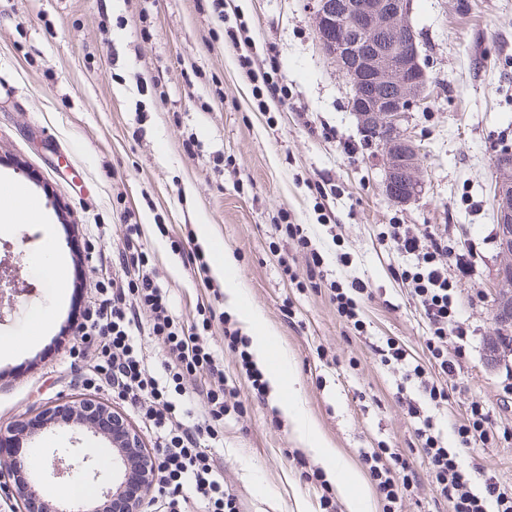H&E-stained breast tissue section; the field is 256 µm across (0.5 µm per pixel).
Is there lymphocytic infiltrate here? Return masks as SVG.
Instances as JSON below:
<instances>
[{
    "label": "lymphocytic infiltrate",
    "mask_w": 512,
    "mask_h": 512,
    "mask_svg": "<svg viewBox=\"0 0 512 512\" xmlns=\"http://www.w3.org/2000/svg\"><path fill=\"white\" fill-rule=\"evenodd\" d=\"M388 237L398 253L414 260L400 275L411 282L412 293L423 307L429 325L430 362L441 373L453 372L457 362L448 356V339L463 338L467 331L458 319L448 268L441 262L449 253L448 243L423 240L398 226L391 228ZM118 262L120 275L99 280L95 285L98 300L78 310L79 330L96 342L95 380L136 406L143 426L155 435L159 450L156 491L165 512H192L195 504L205 512H239L237 497L225 488L213 457L214 448L224 443L225 418L243 412L234 388L223 384L207 389L198 424L192 422L190 409L171 399L167 388L168 382H179L186 373L221 376L203 337L211 319L203 317L198 325L175 321L144 248L140 224L124 225ZM145 312L150 315L146 323L141 320ZM144 330L161 342L168 355L162 372H155L143 356L138 337ZM379 354L382 363L405 367V380L416 392L406 405L416 422V437L437 498L446 501L452 512H512V496L502 492L494 480H485L480 491L472 490L458 449L445 447L431 416L426 415L427 406L448 401L447 389L431 381L422 366H409L404 349L395 342H387ZM362 460L385 501L386 512H395L398 501L415 483L414 472L406 460L384 448L364 452ZM187 488L192 491L188 497L183 494Z\"/></svg>",
    "instance_id": "f902f5d3"
}]
</instances>
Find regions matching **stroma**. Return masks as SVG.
<instances>
[{"mask_svg": "<svg viewBox=\"0 0 512 512\" xmlns=\"http://www.w3.org/2000/svg\"><path fill=\"white\" fill-rule=\"evenodd\" d=\"M410 20L427 74L408 126L421 143L424 190L406 205L384 191L381 161L365 146L348 84L323 53L311 0H224V17L196 0H0V189L26 185L41 203L36 221L0 223V341L27 335L48 311L38 338L0 354V427L33 419L48 402L82 393L112 403L138 430L136 409L106 388H89L93 348L76 333L73 308L90 300L100 271L115 272L126 216L143 226L158 282L185 324L213 308L248 335L251 317L270 334L272 364L286 393L325 447L359 475L362 452L387 448L420 483L398 512H451L437 501L414 421L399 402L402 372L377 352L394 340L426 363L422 305L397 274L407 259L383 231L408 225L424 239L447 238L449 275L468 330L456 371L436 376L450 399L433 409L448 447L458 448L475 485L495 479L512 493V439L459 448L454 432L471 402L494 427L512 430V362L484 363L493 328L490 289L501 257L495 242L493 156L512 146V0H412ZM241 28L231 41L221 25ZM256 67L247 70L242 57ZM274 58L283 101L267 91L262 66ZM195 137V152L183 142ZM212 243L202 247L200 225ZM302 225L325 256V280L310 283L305 261L283 231ZM93 241L92 255L70 240ZM234 260L203 284L183 252ZM53 250L66 283L53 291L34 260ZM299 271L289 279L284 265ZM368 285L363 331L341 318L330 285ZM207 341L244 404L224 421L214 454L241 512H323L322 490L296 467L322 460L274 396L257 400L237 353L212 323ZM98 457L110 442L72 419L24 442L36 487L58 481L47 466L55 446Z\"/></svg>", "mask_w": 512, "mask_h": 512, "instance_id": "1", "label": "stroma"}]
</instances>
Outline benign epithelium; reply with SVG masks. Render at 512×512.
Wrapping results in <instances>:
<instances>
[{
	"label": "benign epithelium",
	"instance_id": "obj_1",
	"mask_svg": "<svg viewBox=\"0 0 512 512\" xmlns=\"http://www.w3.org/2000/svg\"><path fill=\"white\" fill-rule=\"evenodd\" d=\"M412 0H314L320 45L347 80L352 90V110L366 144L383 162L384 190L391 201L405 205L419 198L423 179L422 149L407 127L409 112L423 94L426 73L420 64L417 40L409 20ZM493 199L496 238L503 263L496 273L493 293L495 318L512 329V149L498 152L494 159ZM107 421L102 432L112 440L116 455L112 471L116 500L125 495L131 477L139 481V493L126 500L124 512H142L150 493V471L155 459L124 416L106 404L88 398L45 408L42 422L60 417L86 419L88 413ZM53 474L60 479L81 474L97 481L100 465L75 452L53 451ZM24 461L15 449L7 468L0 469V494L18 491L27 498L37 496L19 479Z\"/></svg>",
	"mask_w": 512,
	"mask_h": 512
}]
</instances>
